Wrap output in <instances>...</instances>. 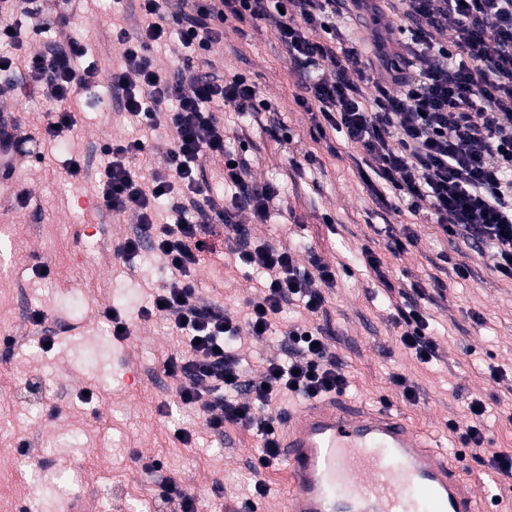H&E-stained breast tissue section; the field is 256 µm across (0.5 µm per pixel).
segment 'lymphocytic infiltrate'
Here are the masks:
<instances>
[{
  "label": "lymphocytic infiltrate",
  "instance_id": "obj_1",
  "mask_svg": "<svg viewBox=\"0 0 512 512\" xmlns=\"http://www.w3.org/2000/svg\"><path fill=\"white\" fill-rule=\"evenodd\" d=\"M399 14L385 15L377 0H139L137 32L112 29L122 48L110 82L129 122L153 129L167 116L174 144L155 158L144 140L105 142L107 162L97 190L99 209L129 216L136 226L117 249L127 259L143 248L170 271L156 287L143 318H164L186 347L167 353L163 373L176 381L177 407L192 409L216 435L232 425L255 431L258 464H275L279 427L277 401L285 394L317 398L344 393L348 376L320 328L292 325L286 359L259 369L243 368L226 348L229 337L247 333L263 341L274 333L284 305L302 302L308 316L326 312L325 289L336 270L311 257L300 271L287 249L252 240L238 217L267 223L282 200L280 186L257 182L246 154L226 143L214 107L222 103L257 117L262 101L256 83L218 71L212 48L227 20L263 21L301 72L295 103L311 121L313 141L342 134L372 198L389 211L426 214L442 235L490 249L494 269L512 280V0H400ZM370 12V51H359L342 26L351 13ZM76 0H0V65L13 66L23 33L60 31L57 44L23 59L21 85L49 103L38 133L53 142L76 120L67 101L91 86L93 66H81L87 48L65 36ZM451 31L449 41L439 35ZM173 54L193 53L177 70L154 56V46ZM20 85H0V97ZM211 162L224 164L225 199L210 193L204 176ZM176 218L157 220L162 202ZM232 231L236 260L263 274L247 299L244 320L223 307L199 302L195 276L200 244L215 227ZM359 260L382 285L387 299H400L401 341L415 356L436 359L430 323L415 302L420 286L392 282L383 258L363 247Z\"/></svg>",
  "mask_w": 512,
  "mask_h": 512
}]
</instances>
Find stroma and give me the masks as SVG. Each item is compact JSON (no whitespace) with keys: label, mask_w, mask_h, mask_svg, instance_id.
Here are the masks:
<instances>
[{"label":"stroma","mask_w":512,"mask_h":512,"mask_svg":"<svg viewBox=\"0 0 512 512\" xmlns=\"http://www.w3.org/2000/svg\"><path fill=\"white\" fill-rule=\"evenodd\" d=\"M131 7L130 0H79L71 32L87 45L97 81L71 101L76 126L63 145L51 150L37 143L45 162L24 159L18 177L0 181V225L12 226L14 244L0 263V336L16 340L8 355H0V512L24 505L31 512H65L64 503L75 498L97 510L107 501L111 512H160L161 475L200 494L203 512H281L283 472L263 470L270 489L265 497L247 489L259 454L253 432L230 425L218 436L192 411L160 412L175 392L160 361L180 347L181 338L163 319H143L141 311L166 272L148 251L126 264L117 260L116 246L133 227L95 208L105 140L142 135L158 157L173 143L168 121L146 132L127 123L109 86L120 60L112 24ZM213 52L223 72L256 82L272 106L247 124L233 108L222 112L231 138L246 145L255 179L274 180L285 190L279 214L271 223L249 225L250 235L293 250L300 268L315 256L336 269V285L326 291L327 314L318 323L350 379L344 400L408 415L417 428L437 436L461 470L494 478L493 491L501 496L494 512H512V477L493 475L487 460L488 453L512 451V282L495 272L491 252L446 240L425 217L379 208L343 153L341 135L311 141L308 116L294 102L298 77L264 24L227 21ZM281 125L317 155L318 180L289 165L287 144L271 134ZM332 145L339 155L329 153ZM76 153L88 157L90 167L72 178L66 166ZM402 224L410 225L416 242L395 256L386 249L388 230ZM210 243L196 273L198 298L244 316V302L257 286L255 272L235 263L224 238L211 237ZM364 246L381 254L391 279L423 286L421 308L438 348L432 363H420L402 346L396 313L374 275L358 266L346 271ZM449 257L467 262L474 277L449 273ZM40 264L49 267V276L36 273ZM115 302L124 306L131 328L122 341L102 331L101 312ZM36 308L46 312L56 334L52 349L36 345L40 331L28 319ZM299 320L296 308L285 306L270 339L242 337V357L256 363L284 356L283 335ZM497 366L508 370L507 380L488 382L487 369ZM394 374L414 385L416 404L403 401L390 381ZM88 388L93 398L86 401L81 393ZM475 397L491 409L483 458L458 435L473 420L469 403ZM182 427L193 431L192 446L178 440ZM149 459L160 461L159 475L144 472Z\"/></svg>","instance_id":"stroma-1"}]
</instances>
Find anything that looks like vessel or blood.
I'll return each mask as SVG.
<instances>
[{
	"mask_svg": "<svg viewBox=\"0 0 512 512\" xmlns=\"http://www.w3.org/2000/svg\"><path fill=\"white\" fill-rule=\"evenodd\" d=\"M286 426L282 512H486L477 477L388 406L313 400Z\"/></svg>",
	"mask_w": 512,
	"mask_h": 512,
	"instance_id": "1",
	"label": "vessel or blood"
}]
</instances>
